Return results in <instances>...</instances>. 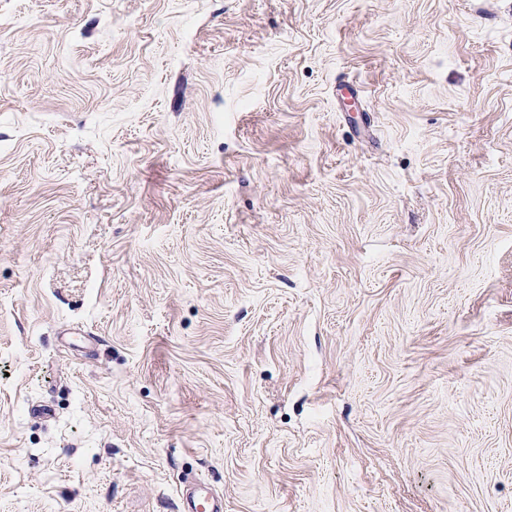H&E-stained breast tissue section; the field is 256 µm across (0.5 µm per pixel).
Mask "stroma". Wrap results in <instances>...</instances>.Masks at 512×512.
Wrapping results in <instances>:
<instances>
[{
	"label": "stroma",
	"instance_id": "35a3bbf8",
	"mask_svg": "<svg viewBox=\"0 0 512 512\" xmlns=\"http://www.w3.org/2000/svg\"><path fill=\"white\" fill-rule=\"evenodd\" d=\"M0 15V512H512V0ZM181 510L184 512H223L224 498L206 484L191 482L183 491Z\"/></svg>",
	"mask_w": 512,
	"mask_h": 512
}]
</instances>
